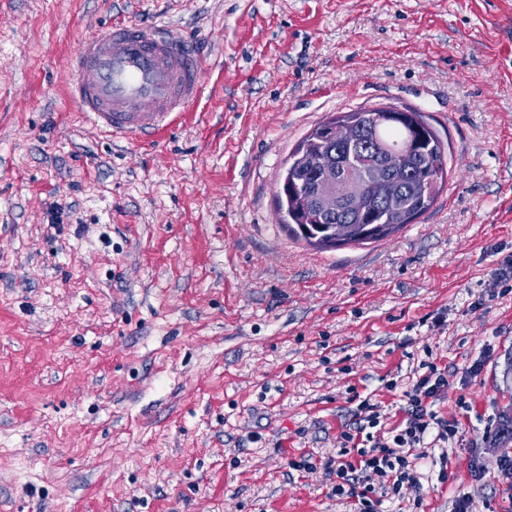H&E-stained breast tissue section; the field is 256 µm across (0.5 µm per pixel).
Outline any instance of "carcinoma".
<instances>
[{
    "mask_svg": "<svg viewBox=\"0 0 512 512\" xmlns=\"http://www.w3.org/2000/svg\"><path fill=\"white\" fill-rule=\"evenodd\" d=\"M405 119L387 123L371 109L347 112L323 122L295 148L278 178L277 221L290 236L321 248L380 241L397 229L412 223L433 204L448 174V145L421 113L408 111ZM351 125L356 149L364 157L354 168V178L364 195V203L352 208L336 202V211L323 213L314 194L321 174L308 167L310 158L323 155L335 163L340 158L332 129ZM419 135L418 147L402 157L410 172L405 183L387 179L373 161V153L383 144L392 150H405L410 139Z\"/></svg>",
    "mask_w": 512,
    "mask_h": 512,
    "instance_id": "1",
    "label": "carcinoma"
}]
</instances>
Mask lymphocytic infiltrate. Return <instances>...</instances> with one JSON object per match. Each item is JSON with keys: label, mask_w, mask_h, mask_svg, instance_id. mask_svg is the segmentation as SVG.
<instances>
[{"label": "lymphocytic infiltrate", "mask_w": 512, "mask_h": 512, "mask_svg": "<svg viewBox=\"0 0 512 512\" xmlns=\"http://www.w3.org/2000/svg\"><path fill=\"white\" fill-rule=\"evenodd\" d=\"M447 385L445 370L428 363L426 372L406 391L405 416L394 427L387 445L371 443L368 435L369 429L380 423L378 405L360 400L343 446L324 463L332 495L353 501L357 512H381L383 504L395 499L403 485H418L411 449L424 447L427 438L444 442L458 432L456 423L439 417L433 409Z\"/></svg>", "instance_id": "f902f5d3"}]
</instances>
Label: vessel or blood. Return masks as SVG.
Returning <instances> with one entry per match:
<instances>
[{
    "instance_id": "1",
    "label": "vessel or blood",
    "mask_w": 512,
    "mask_h": 512,
    "mask_svg": "<svg viewBox=\"0 0 512 512\" xmlns=\"http://www.w3.org/2000/svg\"><path fill=\"white\" fill-rule=\"evenodd\" d=\"M206 56L158 27L112 25L83 38L67 74L77 110L115 139H151L202 95Z\"/></svg>"
}]
</instances>
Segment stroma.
Returning a JSON list of instances; mask_svg holds the SVG:
<instances>
[{
  "instance_id": "1",
  "label": "stroma",
  "mask_w": 512,
  "mask_h": 512,
  "mask_svg": "<svg viewBox=\"0 0 512 512\" xmlns=\"http://www.w3.org/2000/svg\"><path fill=\"white\" fill-rule=\"evenodd\" d=\"M109 23L208 53L198 106L155 142L71 101L68 63ZM389 106L448 144L434 204L378 242L289 237V154ZM508 258L512 0H0V512H351L323 463L352 397L389 443L426 360L460 427L397 512H512L492 453Z\"/></svg>"
}]
</instances>
